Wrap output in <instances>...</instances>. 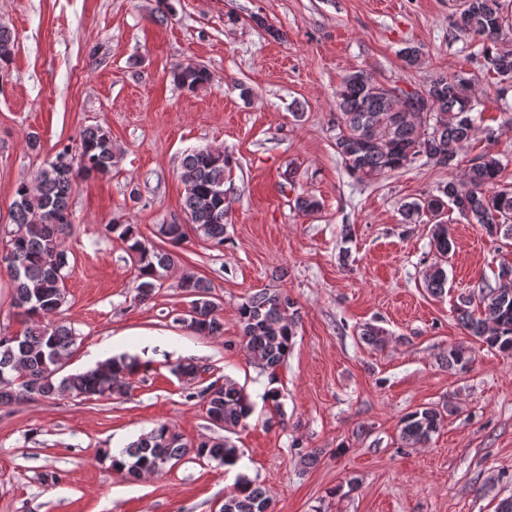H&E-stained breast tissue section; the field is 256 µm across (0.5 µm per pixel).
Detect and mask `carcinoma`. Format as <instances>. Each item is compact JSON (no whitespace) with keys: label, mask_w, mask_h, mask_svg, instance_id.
<instances>
[{"label":"carcinoma","mask_w":512,"mask_h":512,"mask_svg":"<svg viewBox=\"0 0 512 512\" xmlns=\"http://www.w3.org/2000/svg\"><path fill=\"white\" fill-rule=\"evenodd\" d=\"M507 22L501 0H463L456 20L460 31L483 42L489 68L503 81L512 80V43L501 42ZM13 54L12 35L0 26V64L9 63ZM171 76L189 92L211 81L210 71L195 64L178 65ZM471 92L472 78L467 74H439L418 90L422 111L405 112L404 90L385 86L365 70L354 71L336 90V152L348 172L358 178L406 169L422 158L450 168L457 150L466 146L475 133ZM115 158L110 133L101 125L88 126L76 146H63L54 160L17 184L11 223L0 234V265H5L13 284L14 305L26 317L27 326L20 336L0 332V405L34 398L90 401L124 396L130 379L139 371L135 358L120 355L85 371L64 373V362L77 336L72 327L52 319L66 302L64 270L69 262L62 237L73 224L69 198L74 179L78 174L93 177L110 173ZM227 164L224 152L207 147L184 157L183 216L160 225V237L171 245L179 244L191 230L206 240L224 244ZM501 168L500 159L485 152L471 163L463 180L452 177L439 194L403 205L406 220L425 215L434 221L430 234L438 257L425 276L431 295L442 296L448 283L444 264L452 240L448 225L439 220L445 209L480 225L492 239L512 238V187H499ZM107 231L125 247L136 270L138 294L143 299L150 297L163 286L166 273L175 263L174 255L141 238L134 224L115 222L107 225ZM506 272L512 274V265H502L499 283L482 290L479 313L472 310L473 299L463 295L458 297L455 312L464 330L481 338L488 347L511 356L512 280L503 281ZM180 288L196 305L186 329L201 336H221L224 323L217 315L220 304L205 279L188 275ZM293 307L290 298L263 289L237 311L249 356L269 372L272 380L296 336L297 313H288ZM361 338L379 347L385 343L386 333L379 326L367 325ZM443 361L450 369L464 371L472 357L467 348L450 346ZM198 397L206 406V416L220 422L219 429L224 431L245 425L253 411L243 388L233 381H224L220 388L213 381L198 392ZM443 422L444 414L439 409L419 408L402 417L400 439L407 446L426 443ZM188 455L233 465L238 460V448L220 436L189 443L171 425L160 423L122 450L120 457H112V467L137 481L143 474L161 471ZM270 506L267 491L242 476L234 492L224 497L223 512H270Z\"/></svg>","instance_id":"carcinoma-1"}]
</instances>
